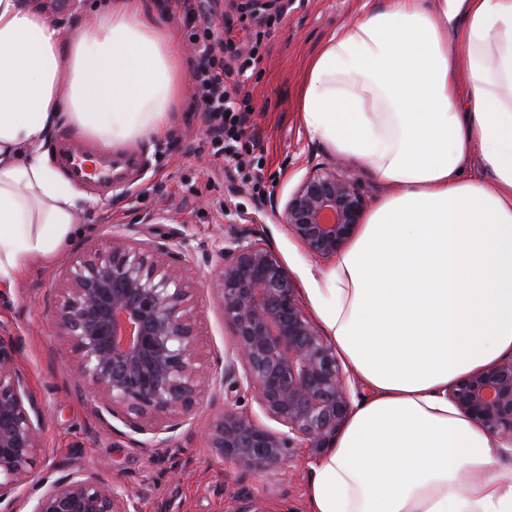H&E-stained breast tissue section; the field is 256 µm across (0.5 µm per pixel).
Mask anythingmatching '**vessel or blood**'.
I'll use <instances>...</instances> for the list:
<instances>
[{
    "label": "vessel or blood",
    "instance_id": "obj_1",
    "mask_svg": "<svg viewBox=\"0 0 512 512\" xmlns=\"http://www.w3.org/2000/svg\"><path fill=\"white\" fill-rule=\"evenodd\" d=\"M56 165L72 182L87 188L91 196L111 189L124 173L137 170L142 157L138 152L112 153L111 149L77 141L60 133L54 147Z\"/></svg>",
    "mask_w": 512,
    "mask_h": 512
}]
</instances>
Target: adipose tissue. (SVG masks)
Here are the masks:
<instances>
[{"mask_svg": "<svg viewBox=\"0 0 512 512\" xmlns=\"http://www.w3.org/2000/svg\"><path fill=\"white\" fill-rule=\"evenodd\" d=\"M437 2L361 0L300 91L311 137L394 189L328 270L307 271L366 393L312 465L306 512H512V448L448 399L512 353V0ZM74 27L63 36L44 0H0V284L76 229L54 130L142 142L176 107L182 51L144 0Z\"/></svg>", "mask_w": 512, "mask_h": 512, "instance_id": "obj_1", "label": "adipose tissue"}]
</instances>
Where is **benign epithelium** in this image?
<instances>
[{
	"mask_svg": "<svg viewBox=\"0 0 512 512\" xmlns=\"http://www.w3.org/2000/svg\"><path fill=\"white\" fill-rule=\"evenodd\" d=\"M365 191L341 162L317 163L288 195L284 223L304 250L332 259L354 236ZM186 239L164 242L101 235L66 268L52 330L63 337L81 388L100 417L120 420L158 447L191 419L214 374L201 352L190 281L181 261ZM212 280L242 374L231 387L254 395L280 425L271 430L232 405L207 430L224 462L254 473L279 471L294 449L320 455L351 411L349 374L335 347L301 307L278 256L227 229ZM15 344L0 339V512H130V494L112 477L59 464L64 474L25 486L42 457L43 411L15 366ZM448 399L499 442L512 447V355L448 388Z\"/></svg>",
	"mask_w": 512,
	"mask_h": 512,
	"instance_id": "7a95c632",
	"label": "benign epithelium"
}]
</instances>
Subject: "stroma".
Listing matches in <instances>:
<instances>
[{"instance_id":"1","label":"stroma","mask_w":512,"mask_h":512,"mask_svg":"<svg viewBox=\"0 0 512 512\" xmlns=\"http://www.w3.org/2000/svg\"><path fill=\"white\" fill-rule=\"evenodd\" d=\"M358 5L359 0H292L269 30L256 66L241 78L225 75L226 85L243 82L239 103L249 114L240 141L244 163L238 167L197 151L205 125L192 109L190 75L198 56L185 52L186 76L173 120L164 134L140 145L148 157L142 178L89 201L78 218L81 233L64 244L56 261L28 263L12 287H0V338L15 341L16 365L44 410V454L28 492H35L36 480L58 478V464L68 462L109 473L125 485L133 496L131 512H239L248 501L260 512H304L316 461L308 449H297L290 467L262 475L224 463L206 446L209 420L228 403L261 426L274 425L251 395L222 381L232 357L230 329L211 282L224 230L233 224L271 246L295 281L302 307L310 308L305 267L315 258L288 233L282 214L311 164L335 154L306 131L298 94L309 60ZM102 230L158 242L179 233L187 241L198 338L217 383L202 393L190 423L161 448L142 449L122 422L99 420L92 399L76 385L66 342L50 328L62 272L79 246L94 242Z\"/></svg>"}]
</instances>
